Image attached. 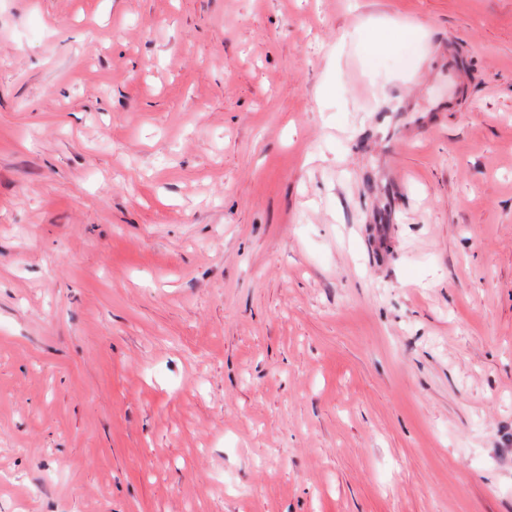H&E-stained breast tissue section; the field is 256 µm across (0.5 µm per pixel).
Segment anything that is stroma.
Here are the masks:
<instances>
[{
    "label": "stroma",
    "mask_w": 512,
    "mask_h": 512,
    "mask_svg": "<svg viewBox=\"0 0 512 512\" xmlns=\"http://www.w3.org/2000/svg\"><path fill=\"white\" fill-rule=\"evenodd\" d=\"M0 512H512V0H0Z\"/></svg>",
    "instance_id": "35a3bbf8"
}]
</instances>
